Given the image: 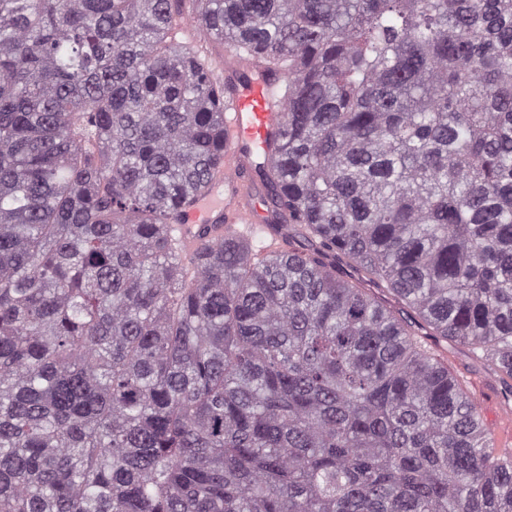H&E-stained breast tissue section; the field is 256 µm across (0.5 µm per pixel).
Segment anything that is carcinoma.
I'll return each instance as SVG.
<instances>
[{"mask_svg": "<svg viewBox=\"0 0 512 512\" xmlns=\"http://www.w3.org/2000/svg\"><path fill=\"white\" fill-rule=\"evenodd\" d=\"M180 2L0 0V512H512L420 339L512 397V0ZM252 71L287 250L187 262ZM443 345L447 350L448 365L462 377L464 384L469 388H471L469 379L472 378L479 381L492 394L504 390L505 384L492 366L473 360L468 350L460 344L448 341V344L443 343Z\"/></svg>", "mask_w": 512, "mask_h": 512, "instance_id": "1", "label": "carcinoma"}]
</instances>
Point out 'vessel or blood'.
I'll return each mask as SVG.
<instances>
[{
    "mask_svg": "<svg viewBox=\"0 0 512 512\" xmlns=\"http://www.w3.org/2000/svg\"><path fill=\"white\" fill-rule=\"evenodd\" d=\"M280 114L272 103V86L255 75L235 89L224 105V171L218 180V196L196 202L185 223L174 230L185 251H194L195 227L221 235L232 231L245 237L269 233L267 207L248 179L252 167L264 159L267 145L279 127Z\"/></svg>",
    "mask_w": 512,
    "mask_h": 512,
    "instance_id": "1",
    "label": "vessel or blood"
}]
</instances>
